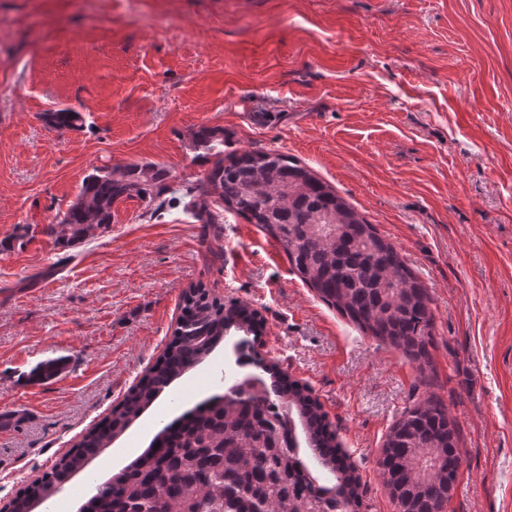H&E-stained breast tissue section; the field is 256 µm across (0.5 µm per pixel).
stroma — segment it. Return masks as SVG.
Here are the masks:
<instances>
[{
  "mask_svg": "<svg viewBox=\"0 0 512 512\" xmlns=\"http://www.w3.org/2000/svg\"><path fill=\"white\" fill-rule=\"evenodd\" d=\"M83 112L78 130L44 113ZM224 153L307 165L394 243L427 288L433 387L300 279L277 244L214 208L119 202L70 249L45 232L101 166L156 164L172 190ZM247 303L255 349L322 405L361 481L427 394L462 464L443 512H512V0H0V510L118 404L172 338L185 290ZM229 335L36 512H80L238 369ZM64 368L38 380L41 363Z\"/></svg>",
  "mask_w": 512,
  "mask_h": 512,
  "instance_id": "35a3bbf8",
  "label": "stroma"
}]
</instances>
